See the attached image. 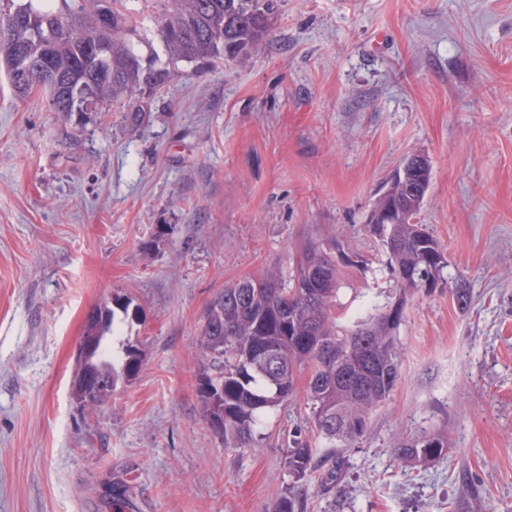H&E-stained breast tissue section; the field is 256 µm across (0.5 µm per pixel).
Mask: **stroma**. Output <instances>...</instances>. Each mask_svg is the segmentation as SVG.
I'll return each instance as SVG.
<instances>
[{
	"label": "stroma",
	"instance_id": "obj_1",
	"mask_svg": "<svg viewBox=\"0 0 512 512\" xmlns=\"http://www.w3.org/2000/svg\"><path fill=\"white\" fill-rule=\"evenodd\" d=\"M62 116L0 70V512H266L280 438L225 447L202 417L196 339L224 284L364 229L412 152L418 215L466 275L409 303L400 376L308 512H512V0H278L267 39L147 98ZM140 356L102 415L70 395L88 311ZM447 457L412 465L405 436ZM448 450L447 438L424 433L399 442L395 453L411 463H427L446 457Z\"/></svg>",
	"mask_w": 512,
	"mask_h": 512
}]
</instances>
